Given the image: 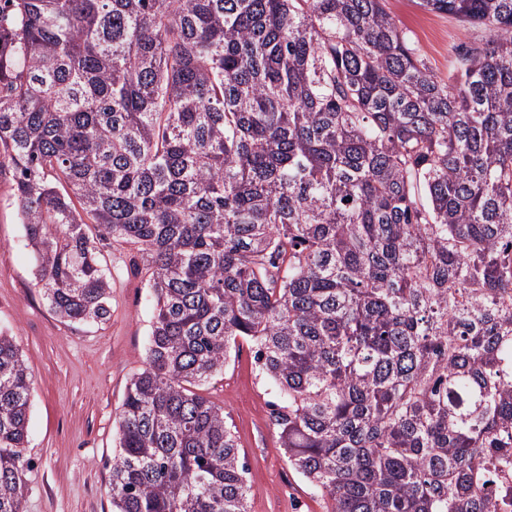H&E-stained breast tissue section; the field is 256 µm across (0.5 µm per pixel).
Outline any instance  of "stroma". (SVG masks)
<instances>
[{"instance_id": "35a3bbf8", "label": "stroma", "mask_w": 512, "mask_h": 512, "mask_svg": "<svg viewBox=\"0 0 512 512\" xmlns=\"http://www.w3.org/2000/svg\"><path fill=\"white\" fill-rule=\"evenodd\" d=\"M428 65L447 75L468 33L417 0H388ZM112 288L98 324L61 321L35 285V259L0 174V329L33 374L23 512H112L108 484L117 452L116 414L144 367L153 312L149 272L136 248L102 241ZM202 393L223 407L247 467L250 512H326L327 502L288 463L270 422L276 397L250 346L233 352Z\"/></svg>"}]
</instances>
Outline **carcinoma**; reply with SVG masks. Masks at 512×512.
Listing matches in <instances>:
<instances>
[{
  "label": "carcinoma",
  "instance_id": "cac0c4a2",
  "mask_svg": "<svg viewBox=\"0 0 512 512\" xmlns=\"http://www.w3.org/2000/svg\"><path fill=\"white\" fill-rule=\"evenodd\" d=\"M443 77L387 0H0V171L64 321L109 315L99 243L147 262L112 512H250L224 408L255 345L327 512H512V0ZM33 377L0 330V512Z\"/></svg>",
  "mask_w": 512,
  "mask_h": 512
}]
</instances>
